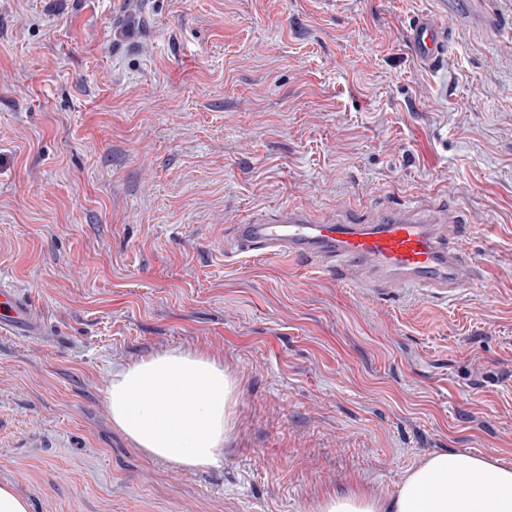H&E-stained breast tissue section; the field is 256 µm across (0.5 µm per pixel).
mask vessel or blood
<instances>
[{
	"mask_svg": "<svg viewBox=\"0 0 512 512\" xmlns=\"http://www.w3.org/2000/svg\"><path fill=\"white\" fill-rule=\"evenodd\" d=\"M450 41V31L436 18H416L410 27L409 51L425 68L442 63ZM460 236V225L443 210H393L370 224H321L294 208L273 221L237 225L226 246L262 257L302 254L374 290L414 288L431 296L470 286L481 276ZM25 316L24 305L1 282L0 327Z\"/></svg>",
	"mask_w": 512,
	"mask_h": 512,
	"instance_id": "1",
	"label": "vessel or blood"
}]
</instances>
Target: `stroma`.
Listing matches in <instances>:
<instances>
[{"mask_svg": "<svg viewBox=\"0 0 512 512\" xmlns=\"http://www.w3.org/2000/svg\"><path fill=\"white\" fill-rule=\"evenodd\" d=\"M0 0V482L30 512H310L438 450L512 463V0ZM456 33L440 70L412 21ZM439 207L482 281L373 292L228 254L290 208ZM173 346L239 379L219 470L113 428V366ZM26 308L15 297L13 290L4 282L0 283V329L11 323L24 320Z\"/></svg>", "mask_w": 512, "mask_h": 512, "instance_id": "stroma-1", "label": "stroma"}]
</instances>
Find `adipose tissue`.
I'll list each match as a JSON object with an SVG mask.
<instances>
[{"label": "adipose tissue", "instance_id": "1", "mask_svg": "<svg viewBox=\"0 0 512 512\" xmlns=\"http://www.w3.org/2000/svg\"><path fill=\"white\" fill-rule=\"evenodd\" d=\"M239 384L221 358L168 348L115 366L106 391L113 426L146 458L184 470L218 469L235 439ZM313 512H512V466L436 451L387 497L357 485L329 490Z\"/></svg>", "mask_w": 512, "mask_h": 512}]
</instances>
